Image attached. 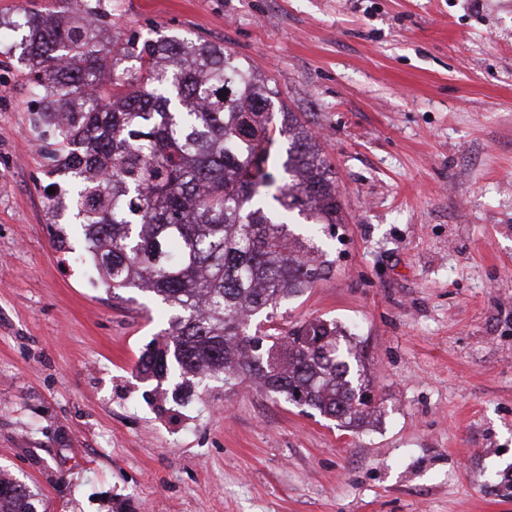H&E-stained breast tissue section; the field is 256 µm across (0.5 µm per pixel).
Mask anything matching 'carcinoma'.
Masks as SVG:
<instances>
[{
	"instance_id": "cac0c4a2",
	"label": "carcinoma",
	"mask_w": 512,
	"mask_h": 512,
	"mask_svg": "<svg viewBox=\"0 0 512 512\" xmlns=\"http://www.w3.org/2000/svg\"><path fill=\"white\" fill-rule=\"evenodd\" d=\"M64 2L63 17L18 25L40 88L34 124L53 139L51 173L73 178L68 201L50 207L82 218L114 296L144 289L171 310L165 341L139 356L140 375L180 379L173 400L213 380L251 379L343 426L371 417L357 352L335 325L272 327L250 351L255 318H273L330 269L290 221L343 223L336 172L307 113L218 45L165 36L117 45L99 37L84 0ZM36 496L0 472V512H38Z\"/></svg>"
}]
</instances>
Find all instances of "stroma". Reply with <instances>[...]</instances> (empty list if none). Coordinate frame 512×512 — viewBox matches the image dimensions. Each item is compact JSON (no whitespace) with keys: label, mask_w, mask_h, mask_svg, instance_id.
Listing matches in <instances>:
<instances>
[{"label":"stroma","mask_w":512,"mask_h":512,"mask_svg":"<svg viewBox=\"0 0 512 512\" xmlns=\"http://www.w3.org/2000/svg\"><path fill=\"white\" fill-rule=\"evenodd\" d=\"M114 41L202 37L308 113L345 204L276 321L336 324L353 430L257 384L160 401L169 311L101 283L0 43V469L48 512H512V0H89Z\"/></svg>","instance_id":"35a3bbf8"}]
</instances>
